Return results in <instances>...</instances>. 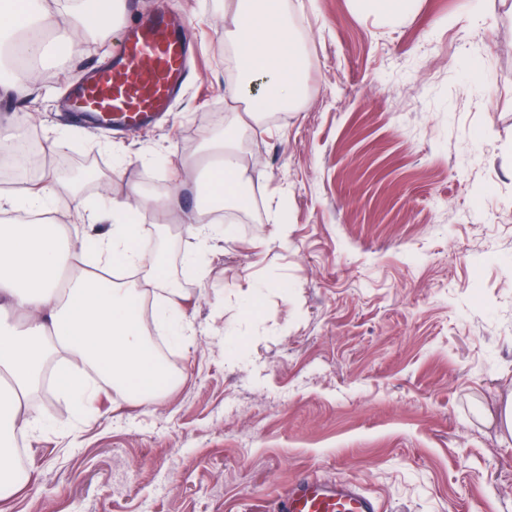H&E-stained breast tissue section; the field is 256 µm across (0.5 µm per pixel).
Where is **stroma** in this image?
<instances>
[{
	"mask_svg": "<svg viewBox=\"0 0 512 512\" xmlns=\"http://www.w3.org/2000/svg\"><path fill=\"white\" fill-rule=\"evenodd\" d=\"M125 5V26L162 10L191 28L159 122L93 130L62 109L118 31L51 44L40 91L0 101L61 142L53 169L101 159L87 203L167 181L211 116L245 112L225 96V0ZM284 7L304 94L240 133L256 166L241 221L202 254L184 225L139 219L188 297L178 385L82 414L50 388L24 437L32 479L0 512H277L308 474L356 483L381 512H512V437L490 420L512 394V8L416 0L388 25L353 0Z\"/></svg>",
	"mask_w": 512,
	"mask_h": 512,
	"instance_id": "obj_1",
	"label": "stroma"
}]
</instances>
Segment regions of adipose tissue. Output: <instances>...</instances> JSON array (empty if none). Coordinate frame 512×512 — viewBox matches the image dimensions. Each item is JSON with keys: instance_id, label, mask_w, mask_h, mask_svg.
Listing matches in <instances>:
<instances>
[{"instance_id": "1", "label": "adipose tissue", "mask_w": 512, "mask_h": 512, "mask_svg": "<svg viewBox=\"0 0 512 512\" xmlns=\"http://www.w3.org/2000/svg\"><path fill=\"white\" fill-rule=\"evenodd\" d=\"M232 6L224 41L236 52L240 79L228 93L246 101L257 121L275 102L298 99L303 61L282 0H232ZM123 12L124 0H64L55 8L48 0H0V52L39 57L49 33L75 47L81 36L117 27ZM234 139V128H227L206 156L178 163L163 194L134 188L83 206L79 218L87 229L75 234L53 219L61 196L75 194L53 170L0 194V313L20 318L14 326L0 316V499L30 481L16 464L13 440L38 426L22 415L21 404L42 383L47 363H54L65 394L83 407L104 393L138 401L171 391L172 379L153 360L135 308L161 296L153 318L179 340L188 330L186 297L172 287L157 256L133 246L137 218L148 210L159 223L186 225L199 252H207L224 236L225 213L242 209V189L251 181ZM19 212L32 214V221L16 220ZM117 263L139 269L141 283L128 288L100 276Z\"/></svg>"}]
</instances>
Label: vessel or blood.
<instances>
[{
	"label": "vessel or blood",
	"instance_id": "1",
	"mask_svg": "<svg viewBox=\"0 0 512 512\" xmlns=\"http://www.w3.org/2000/svg\"><path fill=\"white\" fill-rule=\"evenodd\" d=\"M188 29H174L163 16L141 22L126 35L107 68L80 81L70 99L73 112L101 126L137 128L165 109L184 79ZM282 512H380L377 501L349 481L315 477L297 481Z\"/></svg>",
	"mask_w": 512,
	"mask_h": 512
}]
</instances>
